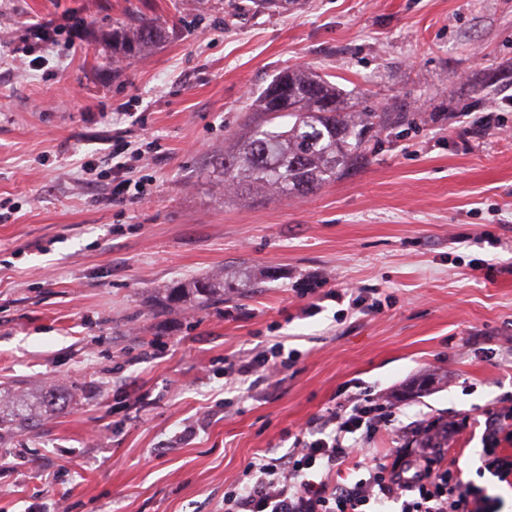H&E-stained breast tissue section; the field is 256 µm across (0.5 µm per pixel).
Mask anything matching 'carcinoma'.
<instances>
[{
  "mask_svg": "<svg viewBox=\"0 0 512 512\" xmlns=\"http://www.w3.org/2000/svg\"><path fill=\"white\" fill-rule=\"evenodd\" d=\"M155 21L133 14L112 32V56L143 55L162 38ZM248 121L225 139L217 159L226 189L224 200L248 187L257 194L308 195L358 170L367 161L368 143L381 132L408 119L405 112L381 111L352 102L351 93L306 66L287 68L258 95L250 97ZM188 295L198 307L224 302V272L195 277L171 294ZM67 394L49 384L28 399L0 395V431L27 430L44 414L64 410Z\"/></svg>",
  "mask_w": 512,
  "mask_h": 512,
  "instance_id": "cac0c4a2",
  "label": "carcinoma"
}]
</instances>
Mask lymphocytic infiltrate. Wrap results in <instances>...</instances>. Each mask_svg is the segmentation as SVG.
<instances>
[{
  "instance_id": "lymphocytic-infiltrate-1",
  "label": "lymphocytic infiltrate",
  "mask_w": 512,
  "mask_h": 512,
  "mask_svg": "<svg viewBox=\"0 0 512 512\" xmlns=\"http://www.w3.org/2000/svg\"><path fill=\"white\" fill-rule=\"evenodd\" d=\"M129 143H113L107 156L81 162L84 179L109 165L117 180L116 199H141L150 193V181L124 179V160ZM291 357L283 347L245 357L225 358L224 371L232 379L263 383L288 368ZM396 416L387 398L364 396L341 408L328 409L308 423L294 446L284 454L248 462L243 478L224 494V512H383L387 503L398 504V512H501V497L464 478L457 460L445 457L443 431L421 427L412 448H390L385 452L368 445L379 428L391 427ZM512 437V407L489 412L485 420L481 465L478 474H491L512 487V455L501 449L502 439ZM365 470L364 478L342 479L344 464Z\"/></svg>"
}]
</instances>
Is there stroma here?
<instances>
[{
  "instance_id": "stroma-1",
  "label": "stroma",
  "mask_w": 512,
  "mask_h": 512,
  "mask_svg": "<svg viewBox=\"0 0 512 512\" xmlns=\"http://www.w3.org/2000/svg\"><path fill=\"white\" fill-rule=\"evenodd\" d=\"M135 7L167 35L116 70L112 31ZM293 65L413 119L315 194L223 201L213 156ZM496 123L512 128V0H0V393L74 394L0 438V512H224L251 458L360 394L394 404L375 448L465 420L448 453L475 478L486 412L512 397V138ZM119 137L148 201L80 178ZM244 265L260 287L166 306ZM350 286L365 301L325 297ZM277 342L298 352L277 388L225 379V358ZM225 279L223 271H214L195 277L173 288L176 290L171 294V300H179L183 294L187 293L189 299L198 307L223 303L226 289H234L224 288Z\"/></svg>"
}]
</instances>
